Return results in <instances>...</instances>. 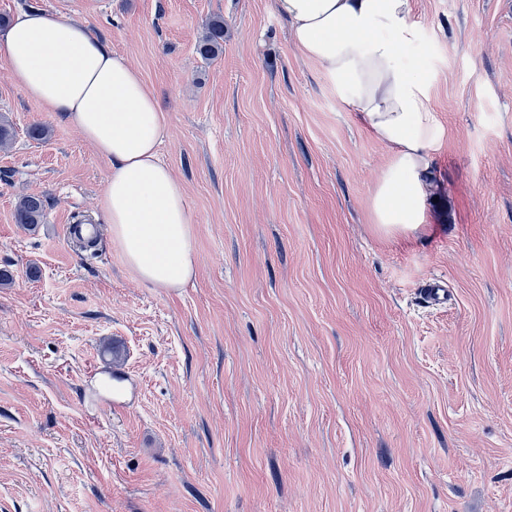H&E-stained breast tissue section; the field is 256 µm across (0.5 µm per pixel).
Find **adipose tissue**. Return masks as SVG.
Instances as JSON below:
<instances>
[{
	"mask_svg": "<svg viewBox=\"0 0 512 512\" xmlns=\"http://www.w3.org/2000/svg\"><path fill=\"white\" fill-rule=\"evenodd\" d=\"M273 8L293 47L390 152L371 196L374 223L389 234L424 231L446 130L428 74L402 60L420 34L415 0H273ZM0 62L43 111L62 113L110 161L101 207L127 265L155 287L186 286L196 272L193 221L160 154L166 115L138 69L88 26L39 9L0 31Z\"/></svg>",
	"mask_w": 512,
	"mask_h": 512,
	"instance_id": "adipose-tissue-1",
	"label": "adipose tissue"
}]
</instances>
